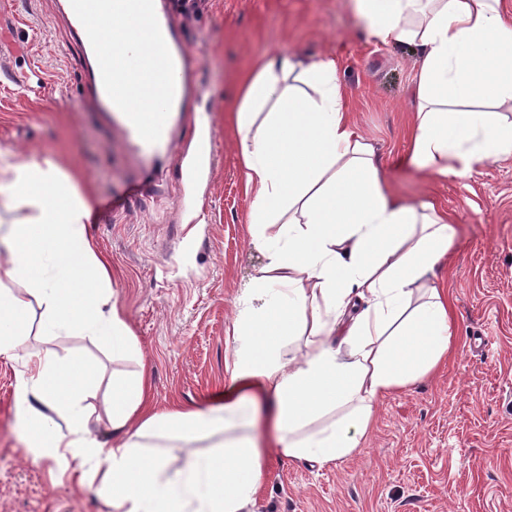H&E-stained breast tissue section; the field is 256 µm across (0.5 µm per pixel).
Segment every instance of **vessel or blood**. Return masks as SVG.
<instances>
[{"instance_id":"1","label":"vessel or blood","mask_w":512,"mask_h":512,"mask_svg":"<svg viewBox=\"0 0 512 512\" xmlns=\"http://www.w3.org/2000/svg\"><path fill=\"white\" fill-rule=\"evenodd\" d=\"M69 14L82 30L101 28L105 15L118 17L109 42L96 47L90 63L98 96L109 111L119 113L120 122L138 150L149 151L164 139L168 118L152 109L158 73L192 60V51L176 45L160 23L155 0H67ZM139 39L142 61L137 70L123 73L119 61L126 43Z\"/></svg>"}]
</instances>
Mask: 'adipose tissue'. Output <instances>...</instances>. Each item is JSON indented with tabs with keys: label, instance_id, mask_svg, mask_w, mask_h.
<instances>
[{
	"label": "adipose tissue",
	"instance_id": "ef3b65f1",
	"mask_svg": "<svg viewBox=\"0 0 512 512\" xmlns=\"http://www.w3.org/2000/svg\"><path fill=\"white\" fill-rule=\"evenodd\" d=\"M367 34L418 49L409 164L460 178L512 159V7L506 0H352ZM251 195L249 226L266 264L246 289L230 337L223 402L157 411L151 374L106 382L111 441L91 429L98 366L27 349L40 333L108 340L135 354L109 261L88 232L92 204L50 159L0 151V357L24 358L16 412L24 444L95 487L111 512H252L266 440L320 467L364 448L377 402L443 366L454 297L437 272L454 219L393 195L355 128L335 59L264 56L228 106Z\"/></svg>",
	"mask_w": 512,
	"mask_h": 512
}]
</instances>
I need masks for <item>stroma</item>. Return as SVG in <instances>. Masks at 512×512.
I'll return each mask as SVG.
<instances>
[{
	"label": "stroma",
	"instance_id": "stroma-1",
	"mask_svg": "<svg viewBox=\"0 0 512 512\" xmlns=\"http://www.w3.org/2000/svg\"><path fill=\"white\" fill-rule=\"evenodd\" d=\"M160 0L176 41L195 45L186 98L169 131L174 147L143 156L98 102L85 70L86 39L62 0H0V150L53 159L94 191L89 227L139 359L75 335L33 341L79 352L104 375L146 363L159 410H188L224 392L238 299L266 261L250 235L251 197L226 101L259 56L336 58L352 119L374 144L406 203L433 201L457 233L438 276L457 323L447 367L376 405L366 445L318 468L267 448L255 512H512V160L435 180L404 158L419 56L368 38L349 0ZM213 138L217 153L196 187L184 171ZM21 362L0 358V512H109L90 488L33 462L15 416Z\"/></svg>",
	"mask_w": 512,
	"mask_h": 512
}]
</instances>
